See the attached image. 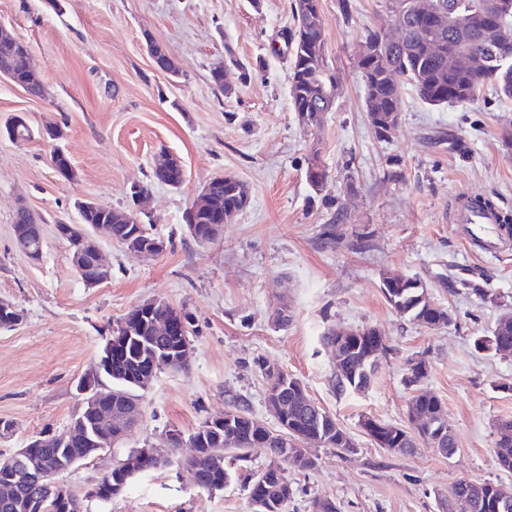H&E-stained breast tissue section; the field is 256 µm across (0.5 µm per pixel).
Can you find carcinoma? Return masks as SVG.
I'll use <instances>...</instances> for the list:
<instances>
[{
	"mask_svg": "<svg viewBox=\"0 0 512 512\" xmlns=\"http://www.w3.org/2000/svg\"><path fill=\"white\" fill-rule=\"evenodd\" d=\"M319 0H295L293 13L294 28L288 41L294 46L291 53V67L288 74L291 104L294 111L304 115V122L310 125L320 123L321 115L332 109L336 78L327 65L324 55V23L317 6ZM485 0H433L437 8L451 9L466 14L480 8ZM393 12L409 16L407 31L402 42L388 44L380 29L367 31L364 41L374 45L378 52L374 58H358V68L363 71L365 108L376 135L387 138L391 129L381 125L390 120L398 121L401 90L409 86L417 96L431 106L458 104L475 98L484 88L491 86L496 93L512 99V48L506 49L493 42H487L481 35L470 30L446 29L441 32L440 54L427 53L421 30L429 26L426 18L418 13L417 0H390ZM467 51L477 57L478 65L467 71L447 67L448 52ZM15 81L27 86L28 92L40 97L44 84L35 76L18 68ZM211 207L198 212L186 221L192 238L198 242H210L211 225L218 223L216 214L240 212L248 203V191L243 182L233 176H216L211 179ZM83 224L112 223V240L126 245L134 239L147 245L159 240L148 231L144 224H126L119 219L120 211L106 207L78 209ZM35 215L20 210L14 218L15 241L29 249L40 252V242ZM416 278L398 276L394 282L382 285L384 297L391 308L401 317L434 329L448 325L451 315L448 309L438 304L430 305L424 298V290L415 287ZM129 330L122 327L113 330L117 337L112 344V358L100 375L91 377L104 405L83 414V420L73 424L74 441L66 448H36L37 457H50L59 466L72 455L86 459L111 446L120 444L125 433L137 425L136 420L124 424L104 421L100 412L110 408L112 413L121 414L140 406L141 391L146 385L140 382L143 365L150 362L155 369L185 370L188 360L182 358L181 347L185 337L158 336L153 331V318L138 313L126 314ZM512 349V324L496 322L486 335L474 340L475 348L500 353L503 346ZM373 341L366 336L358 337L344 351L343 362L336 366V381L342 388L353 391L371 385L375 375V359L369 357ZM427 376V366L421 359L407 361L403 381L408 387L415 386ZM266 396L279 394L286 398L288 424L296 426L307 435L305 447L299 448L276 435L260 420L238 409L224 412V422L205 421L192 432L198 441L200 456L195 464L203 472L205 486L225 485L233 476L229 467L218 468L210 459L215 452L224 453L232 460H247V450L258 438L265 439V447L271 455L269 464L243 479L253 512H284L293 497V488L286 476L283 460L288 452L294 451L295 468L312 470L316 458L311 448L323 446L334 448L339 453H351L348 434L337 424L336 419L318 405L308 403L301 381L292 385L281 378L267 374ZM441 404L439 398L429 390L419 388L411 398L408 408L433 410ZM498 438L495 455L498 465L512 471V420L497 422ZM375 442L382 448L397 454H411L425 445L446 455L455 450L454 433L446 424L439 422L424 429H415L412 424L383 426ZM156 459L139 457L130 451L112 471L104 476L90 492L100 500H110L120 494L129 480L140 472L160 466ZM25 463L8 460L0 461V482L6 483L26 470ZM22 493L7 502L0 501V512H80L78 499L67 503L44 500L31 483L20 484ZM504 495L502 485L485 481L475 488L459 479L448 487L445 512H512V498L501 502Z\"/></svg>",
	"mask_w": 512,
	"mask_h": 512,
	"instance_id": "cac0c4a2",
	"label": "carcinoma"
}]
</instances>
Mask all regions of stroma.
<instances>
[{
  "label": "stroma",
  "instance_id": "obj_1",
  "mask_svg": "<svg viewBox=\"0 0 512 512\" xmlns=\"http://www.w3.org/2000/svg\"><path fill=\"white\" fill-rule=\"evenodd\" d=\"M0 0V23L26 42L45 85L41 97L0 78V298L23 318L0 328V459L32 437L60 435L79 408L74 382L99 360L129 309L158 298L187 313L189 369L164 370L142 397L143 419L121 446L60 473L82 496L83 512H252L241 479L264 468L267 449H250L236 478L211 493L171 464L134 476L103 501L90 490L135 448L166 445V432L189 434L239 408L269 427L265 371L300 379L355 444L341 454L317 447L311 471L288 469L294 491L286 512H309L313 498L339 512H444L460 478L512 488V471L494 453L499 419H512V354L476 351L475 337L512 313V245L489 254L453 222L459 199H485L512 216V99L484 88L473 100L432 107L411 88L401 93L397 127L377 138L358 69L368 29L394 32L388 0H319L325 57L336 74L335 104L319 125L299 120L290 99L293 0ZM161 43L178 75L158 70L146 37ZM223 67L228 92L211 81ZM22 116L32 131L16 142L5 124ZM58 125L60 141L44 138ZM62 148L75 170L58 175ZM178 155L180 187L154 181L161 153ZM327 172L307 180L311 161ZM231 175L249 202L221 236L201 244L183 216L204 184ZM150 187L141 207L130 189ZM136 209L167 240L156 256L128 251L109 235L98 244L110 280L86 286L57 227L79 221L77 203ZM43 226L31 258L15 244L18 209ZM335 225L336 239L323 234ZM391 273L414 276L448 308V326L401 318L382 292ZM493 294L487 302L472 292ZM287 310V326L274 318ZM375 326L389 353L363 392L339 390L328 330ZM425 360L422 383L442 402L456 440L452 456L422 447L401 455L379 447L364 417L403 425L413 395L402 381L407 359Z\"/></svg>",
  "mask_w": 512,
  "mask_h": 512
}]
</instances>
